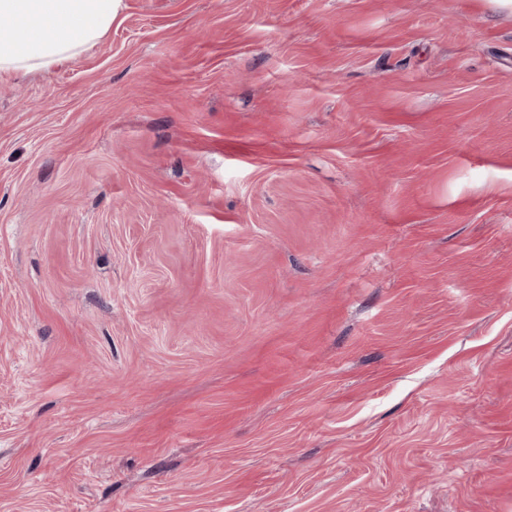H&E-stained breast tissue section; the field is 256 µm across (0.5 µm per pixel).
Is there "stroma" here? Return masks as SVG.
I'll use <instances>...</instances> for the list:
<instances>
[{"mask_svg":"<svg viewBox=\"0 0 512 512\" xmlns=\"http://www.w3.org/2000/svg\"><path fill=\"white\" fill-rule=\"evenodd\" d=\"M0 512H512V9L123 0L0 79Z\"/></svg>","mask_w":512,"mask_h":512,"instance_id":"1","label":"stroma"}]
</instances>
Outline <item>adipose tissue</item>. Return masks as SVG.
Here are the masks:
<instances>
[{"mask_svg": "<svg viewBox=\"0 0 512 512\" xmlns=\"http://www.w3.org/2000/svg\"><path fill=\"white\" fill-rule=\"evenodd\" d=\"M122 0H0V76L47 73L98 43Z\"/></svg>", "mask_w": 512, "mask_h": 512, "instance_id": "1", "label": "adipose tissue"}]
</instances>
